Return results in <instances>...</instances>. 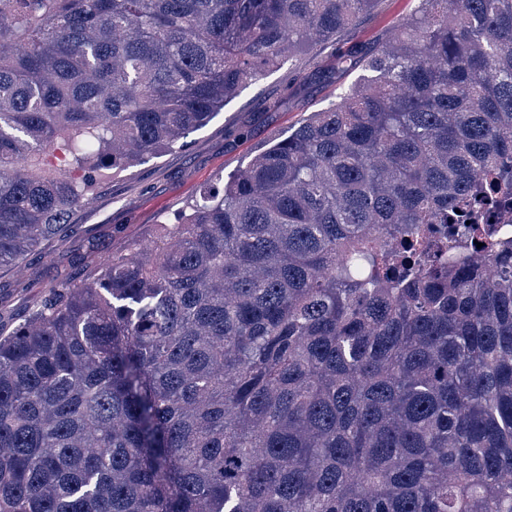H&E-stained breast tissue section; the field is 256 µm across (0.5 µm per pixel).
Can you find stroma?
<instances>
[{"instance_id": "1", "label": "stroma", "mask_w": 512, "mask_h": 512, "mask_svg": "<svg viewBox=\"0 0 512 512\" xmlns=\"http://www.w3.org/2000/svg\"><path fill=\"white\" fill-rule=\"evenodd\" d=\"M410 0H380L370 15L340 31L335 42L291 56L243 87L188 144L100 180L87 204L70 216V231L28 257L23 276L0 273V322L18 324L31 300L61 277L84 281L85 257L103 256L127 241L153 244L159 226L185 207L218 176L245 166L336 95L337 83L351 85L356 72L332 78L336 50L384 42L408 14Z\"/></svg>"}]
</instances>
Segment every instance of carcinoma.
Listing matches in <instances>:
<instances>
[{
  "label": "carcinoma",
  "instance_id": "carcinoma-1",
  "mask_svg": "<svg viewBox=\"0 0 512 512\" xmlns=\"http://www.w3.org/2000/svg\"><path fill=\"white\" fill-rule=\"evenodd\" d=\"M379 0H0V270ZM159 241L0 325V512H512V0H412ZM478 241L480 260L457 249ZM467 204L468 211L474 217H478L480 222L490 224L502 235L512 236V209L510 207L507 211H489L486 210L480 199L474 197L470 198Z\"/></svg>",
  "mask_w": 512,
  "mask_h": 512
}]
</instances>
